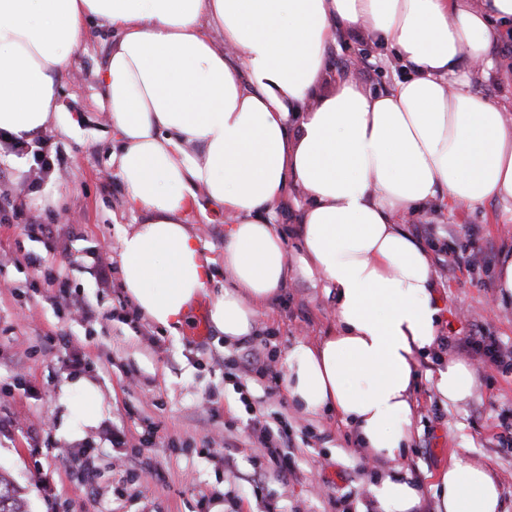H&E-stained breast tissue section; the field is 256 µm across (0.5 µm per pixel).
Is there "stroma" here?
I'll use <instances>...</instances> for the list:
<instances>
[{
    "label": "stroma",
    "instance_id": "stroma-1",
    "mask_svg": "<svg viewBox=\"0 0 512 512\" xmlns=\"http://www.w3.org/2000/svg\"><path fill=\"white\" fill-rule=\"evenodd\" d=\"M111 45V30L96 27L62 76V99L75 127L69 135H42L63 161L58 177L30 188L33 152L0 151V185L13 189L18 206L17 214L0 217V472L29 512H265L270 505L277 512H375L369 486L376 478L400 472L433 484L461 449L491 470L501 512H512V447L499 440L500 422H512V371L472 361V397L449 405L427 377L442 354L421 360L410 447L398 459L368 461L336 415H302L285 404V392L268 394L266 380L228 376L225 360L242 355L246 344H226L210 326L199 329L207 301L175 335L133 317L135 304L121 283L119 240L142 217L128 206L110 163L115 141L97 72ZM359 56L365 63L357 69ZM329 64L339 75L357 70L373 91L404 75L389 50L348 38L337 42ZM32 215L56 223L54 238L35 228L20 231ZM187 224L207 255H223V213L207 206L189 214ZM408 229L435 246L446 354L458 356L456 339L478 331L512 347V301L500 297L496 282L501 255L512 251V204L441 205L429 219H412ZM469 236L485 250L486 262L443 269L447 252ZM47 260L61 271L67 293L94 307V321L51 304L37 270ZM104 262L111 267L105 285L98 277ZM335 308L334 295L318 279L294 276L259 311L254 334L267 342L281 370L295 343L334 333ZM74 353L83 358L81 367L69 366ZM80 374L97 384L105 416L82 436L65 437L59 432L61 388ZM248 400L283 412L295 443L288 474L274 472L263 453L250 449ZM151 430L154 444L141 445ZM116 431L125 437L123 447L112 445Z\"/></svg>",
    "mask_w": 512,
    "mask_h": 512
}]
</instances>
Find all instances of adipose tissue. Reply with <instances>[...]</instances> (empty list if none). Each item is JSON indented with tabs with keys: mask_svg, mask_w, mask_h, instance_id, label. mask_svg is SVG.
Here are the masks:
<instances>
[{
	"mask_svg": "<svg viewBox=\"0 0 512 512\" xmlns=\"http://www.w3.org/2000/svg\"><path fill=\"white\" fill-rule=\"evenodd\" d=\"M116 33L98 70L119 148L112 163L143 217L120 238L124 290L158 327L177 330L213 279L214 258L186 226L206 197L224 213L222 292L209 317L226 343L292 273L336 297V330L285 357L288 399L337 414L373 458L413 437L410 391L437 345L442 305L431 253L406 227L432 203H512V113L471 88L494 67L512 0H0V133L29 140L55 127L59 80L91 36ZM359 34L410 75L370 92L327 79L330 50ZM301 250L273 222L290 191ZM440 401L464 402L475 378L457 359L436 368ZM64 434L96 427L99 390L69 379ZM424 483L394 473L370 487L378 512H415ZM438 512H500L491 472L452 454L433 488Z\"/></svg>",
	"mask_w": 512,
	"mask_h": 512,
	"instance_id": "1",
	"label": "adipose tissue"
}]
</instances>
